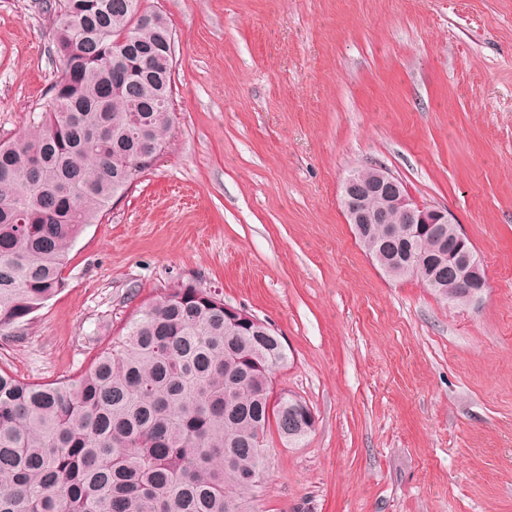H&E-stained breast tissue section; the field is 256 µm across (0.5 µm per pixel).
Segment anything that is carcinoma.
<instances>
[{"label":"carcinoma","mask_w":512,"mask_h":512,"mask_svg":"<svg viewBox=\"0 0 512 512\" xmlns=\"http://www.w3.org/2000/svg\"><path fill=\"white\" fill-rule=\"evenodd\" d=\"M141 2L61 0L50 108L0 142L1 336L62 287L73 240L151 168L144 146L171 136L172 33L156 13L142 23ZM287 365L275 338L227 328L220 294L170 288L75 376L0 366V512H252L257 439L309 409L275 398Z\"/></svg>","instance_id":"obj_1"}]
</instances>
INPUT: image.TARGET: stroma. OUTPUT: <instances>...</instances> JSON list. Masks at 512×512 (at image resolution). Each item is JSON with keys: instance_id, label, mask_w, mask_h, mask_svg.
<instances>
[{"instance_id": "1", "label": "stroma", "mask_w": 512, "mask_h": 512, "mask_svg": "<svg viewBox=\"0 0 512 512\" xmlns=\"http://www.w3.org/2000/svg\"><path fill=\"white\" fill-rule=\"evenodd\" d=\"M173 38L175 128L72 244L61 290L0 365L85 370L178 283L267 321L275 387L315 425L270 431L254 512H512V0H143ZM58 0H0V140L46 109ZM368 165L451 211L481 300L387 277L346 224Z\"/></svg>"}]
</instances>
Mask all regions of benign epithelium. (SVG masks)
I'll list each match as a JSON object with an SVG mask.
<instances>
[{
  "instance_id": "7a95c632",
  "label": "benign epithelium",
  "mask_w": 512,
  "mask_h": 512,
  "mask_svg": "<svg viewBox=\"0 0 512 512\" xmlns=\"http://www.w3.org/2000/svg\"><path fill=\"white\" fill-rule=\"evenodd\" d=\"M341 205L347 223L354 225L362 238L367 236L368 225L387 224L393 213L400 216V223L408 225L410 236L431 235L436 248L448 247V280L452 287L471 298L481 297L486 288L482 263L454 216L446 209L416 201L386 169L372 167L367 173L362 168L350 174L343 183ZM445 224L455 225L449 246L443 233ZM224 322L238 328L262 325L247 309L227 303L224 304Z\"/></svg>"
}]
</instances>
